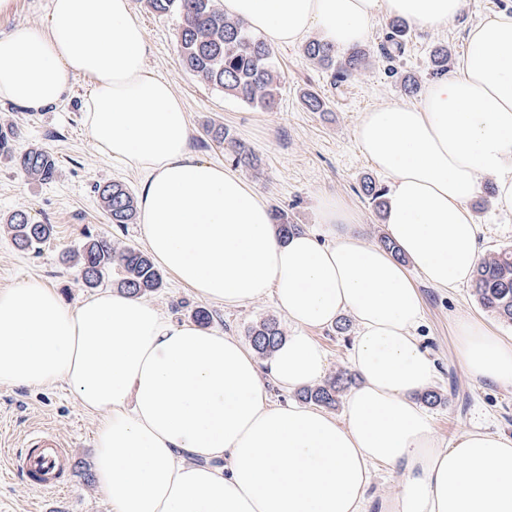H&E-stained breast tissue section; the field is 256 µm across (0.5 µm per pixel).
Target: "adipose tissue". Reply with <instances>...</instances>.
<instances>
[{"mask_svg":"<svg viewBox=\"0 0 512 512\" xmlns=\"http://www.w3.org/2000/svg\"><path fill=\"white\" fill-rule=\"evenodd\" d=\"M466 0H224L277 45L311 30L344 49L383 13L448 25ZM131 0H51L42 27L0 37V101L34 111L89 78L83 122L97 151L143 173L140 233L155 264L206 301L235 308L273 296L294 330L266 361L224 332L175 322L121 291L78 305L38 280L0 290V386L65 384L101 417L97 483L112 512H361L374 465L400 470L395 512H512V439L434 432L416 394L434 366L421 348L419 291L468 281L479 260L467 207L477 174L512 204V14L481 20L458 69L430 80L416 105L363 114L356 136L392 178L386 224L398 262L362 242L340 198L316 200L320 233L283 239L259 193L199 158L183 100L145 64ZM351 313L360 384L343 417L271 402L317 382L325 355L308 331ZM458 355L477 379L512 383V340L456 322Z\"/></svg>","mask_w":512,"mask_h":512,"instance_id":"adipose-tissue-1","label":"adipose tissue"}]
</instances>
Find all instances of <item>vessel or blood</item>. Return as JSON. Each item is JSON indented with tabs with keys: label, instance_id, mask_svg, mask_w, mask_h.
Here are the masks:
<instances>
[{
	"label": "vessel or blood",
	"instance_id": "obj_1",
	"mask_svg": "<svg viewBox=\"0 0 512 512\" xmlns=\"http://www.w3.org/2000/svg\"><path fill=\"white\" fill-rule=\"evenodd\" d=\"M70 460L71 450L62 439L49 430L36 429L25 437L12 466L32 487L53 493L60 488L61 475Z\"/></svg>",
	"mask_w": 512,
	"mask_h": 512
}]
</instances>
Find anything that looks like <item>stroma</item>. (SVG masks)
<instances>
[{"label":"stroma","instance_id":"stroma-1","mask_svg":"<svg viewBox=\"0 0 512 512\" xmlns=\"http://www.w3.org/2000/svg\"><path fill=\"white\" fill-rule=\"evenodd\" d=\"M49 3L14 0L12 11L0 14V36L22 26L44 25ZM131 7L144 29L146 65L155 76L170 80L183 100L192 130L191 145L199 157L232 165L223 148L208 142L204 131L213 122L224 125L258 156L257 167L241 166L237 172L270 208L286 211L300 230L309 231L315 227L316 197L336 196L359 213L363 242L376 246L386 235L385 218L363 195L360 184L368 176L385 189L391 178L379 172L362 152L355 136L357 124L371 109L405 101L397 72L410 73L420 86H427L435 47L447 46L451 53L448 65L456 67L465 53L470 27L487 16L512 12V0H466L463 13L448 25L432 29L411 25L405 52L392 64L379 51L390 21L389 16L380 15L362 43L369 54L366 68L337 85L328 72L304 57L301 45L274 47L275 64L283 81L279 106L272 111L226 96L184 73L176 50L178 16L152 14L140 0H132ZM304 88L326 98L324 111L311 112L301 105L299 94ZM90 89L89 79H74L63 103L38 112L0 103V127L19 133L18 148L41 146L59 165L53 181L39 182L0 157V289L38 279L56 288L66 303L75 305L90 291L79 282L68 255L80 249L87 234L108 236L118 248L143 244L139 225L109 223L101 207L99 185L120 181L135 191L142 175L108 160L94 147L81 113ZM477 182L479 192L469 207L478 224L480 253L485 256L512 247V204L498 200L494 175L478 174ZM16 210L53 225L54 236L40 252L15 246L4 219ZM410 276L423 303L421 345L435 364L432 388L442 395L440 404L427 409L435 434L448 442L479 426L512 437V385L477 379L465 370L457 354L455 321L461 316L478 317L506 338L512 337V323L485 309L474 296L471 283L436 288L418 271H411ZM146 299L179 322L192 321L197 308L207 307L214 315L211 328L243 342L248 341L252 327L265 321L276 322L282 334L292 331L270 296L239 308L205 304L167 274L162 288L147 294ZM311 336L326 355L325 378L349 369L352 333L340 334L328 326L312 330ZM98 423V415L81 409L65 385L0 386V512H112V501L99 488L93 466ZM36 424L54 431L72 450L73 475L68 486L56 493L34 489L12 469L15 451ZM402 486L400 470L375 466L364 512H383Z\"/></svg>","mask_w":512,"mask_h":512}]
</instances>
